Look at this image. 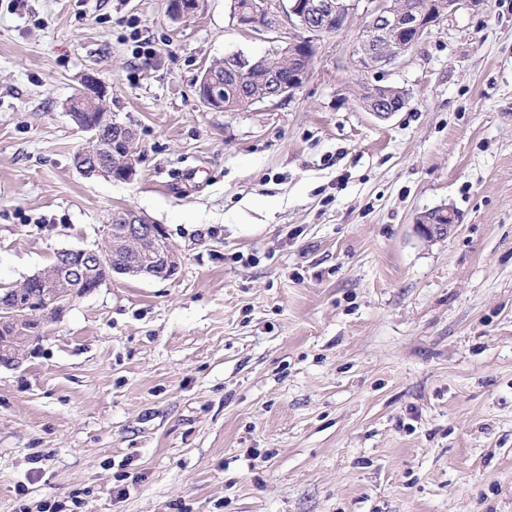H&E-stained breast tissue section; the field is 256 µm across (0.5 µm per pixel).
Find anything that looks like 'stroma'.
I'll return each mask as SVG.
<instances>
[{"instance_id": "35a3bbf8", "label": "stroma", "mask_w": 512, "mask_h": 512, "mask_svg": "<svg viewBox=\"0 0 512 512\" xmlns=\"http://www.w3.org/2000/svg\"><path fill=\"white\" fill-rule=\"evenodd\" d=\"M365 22L292 96L224 112L202 70L270 47L232 0H0V287L124 208L181 259L0 368V512H512V0L360 72ZM90 73L137 130L133 182L73 165ZM373 85L410 102L377 119ZM435 210L439 211L440 213H445V214L448 213V215L446 216L445 214H439L437 212H429L426 215H424L423 218H421L419 221H421V222L427 221L428 224H418V225L421 226L423 234L426 237H432L434 234L441 235L442 232L444 231V228L447 229L455 222L454 217H453V212L447 211L446 208H439V209H435ZM441 225H443V226H441ZM439 227H443V228H439Z\"/></svg>"}]
</instances>
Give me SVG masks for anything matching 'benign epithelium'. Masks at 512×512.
I'll return each instance as SVG.
<instances>
[{"label":"benign epithelium","instance_id":"7a95c632","mask_svg":"<svg viewBox=\"0 0 512 512\" xmlns=\"http://www.w3.org/2000/svg\"><path fill=\"white\" fill-rule=\"evenodd\" d=\"M360 0H288V22L300 33L288 42V57L301 62V70L283 81H271L273 96H291L304 83L309 59L303 53L316 54L317 41L332 25L344 30ZM371 8L367 18L376 21L370 37L385 46V55L376 58L369 43L360 39L352 46L354 66L373 71L389 65L413 50L431 32L432 17L437 13L451 15L461 6L479 7L484 0H429L424 10L403 13L393 0H368ZM200 0H170L169 13L175 19L197 12ZM237 25L245 31H273L271 21L256 19L240 11L233 13ZM82 97L86 104H67L74 123L87 133L90 151L74 156V167L85 177L104 175L115 181L130 182L137 175L139 163L138 136L134 126L121 122L107 108L99 107L105 100V89L99 78L89 75L84 81ZM199 99L209 108L224 109V93L219 91L213 73L204 70L199 87ZM365 109L386 120L399 106L391 98L377 97L365 102ZM122 155V169L112 170V156ZM180 268V258L161 224L148 221L134 209L112 213V223L103 225L102 237L94 248H68L55 252V262L29 276L38 280L42 293L24 306L0 304V330L12 332L10 339L27 333L36 323L45 326L60 321L73 304L98 290L116 275L138 278L170 279ZM28 341L12 345L0 358V366L17 368L27 359Z\"/></svg>","mask_w":512,"mask_h":512}]
</instances>
